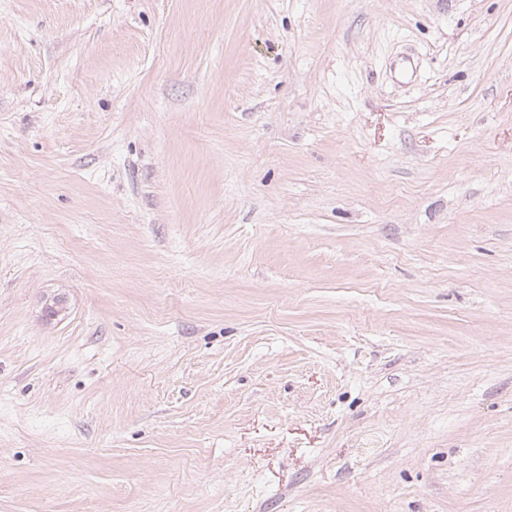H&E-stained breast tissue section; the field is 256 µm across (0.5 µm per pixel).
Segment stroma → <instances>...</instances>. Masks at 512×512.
<instances>
[{"label":"stroma","mask_w":512,"mask_h":512,"mask_svg":"<svg viewBox=\"0 0 512 512\" xmlns=\"http://www.w3.org/2000/svg\"><path fill=\"white\" fill-rule=\"evenodd\" d=\"M0 512H512V0H0Z\"/></svg>","instance_id":"35a3bbf8"}]
</instances>
